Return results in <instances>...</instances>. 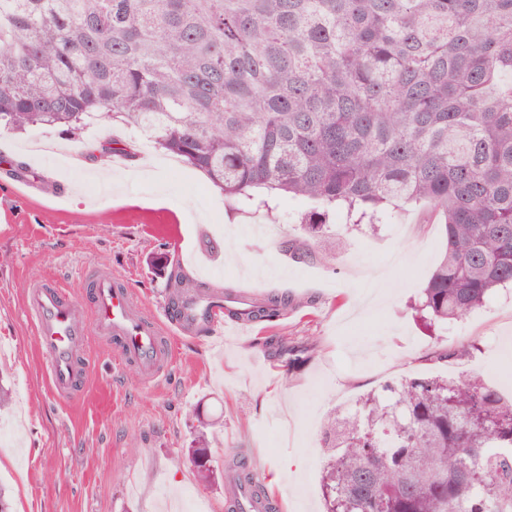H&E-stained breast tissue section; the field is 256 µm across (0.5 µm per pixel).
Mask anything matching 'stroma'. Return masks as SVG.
I'll use <instances>...</instances> for the list:
<instances>
[{
	"label": "stroma",
	"instance_id": "35a3bbf8",
	"mask_svg": "<svg viewBox=\"0 0 512 512\" xmlns=\"http://www.w3.org/2000/svg\"><path fill=\"white\" fill-rule=\"evenodd\" d=\"M44 135L83 165L29 153L26 135H0V382L12 396L0 413V485L11 512H157L164 503L225 512L229 448L247 455L279 512H324L321 432L332 410L428 371L512 397V287L433 332L408 310L444 251L428 206L392 213L374 233L332 215L325 237L310 243L316 260H298L282 242L301 235L312 208L305 199L272 194L265 209L229 202L201 172L120 123L92 125L77 142L57 129ZM103 140L136 142L137 155L97 172L91 152ZM9 159L27 164L33 189L11 179ZM342 234L348 250L329 255ZM180 254L196 281L300 303L220 353L205 336H172L176 358L153 382L92 339L89 381L72 399L55 397L24 308L30 281L55 279L80 302L85 277L107 271L156 315L170 271L154 260ZM283 338L313 340L315 349L282 367L274 345ZM440 346L467 352L430 361ZM200 432L211 484L187 454Z\"/></svg>",
	"mask_w": 512,
	"mask_h": 512
}]
</instances>
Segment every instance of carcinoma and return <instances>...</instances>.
I'll list each match as a JSON object with an SVG mask.
<instances>
[{
  "mask_svg": "<svg viewBox=\"0 0 512 512\" xmlns=\"http://www.w3.org/2000/svg\"><path fill=\"white\" fill-rule=\"evenodd\" d=\"M113 122L227 200H311L283 243L299 259L331 209L428 204L445 250L412 305L426 329L512 285V0H0V131ZM169 290L210 297L174 271ZM322 448L326 512H512V399L478 381L386 383L326 418Z\"/></svg>",
  "mask_w": 512,
  "mask_h": 512,
  "instance_id": "cac0c4a2",
  "label": "carcinoma"
}]
</instances>
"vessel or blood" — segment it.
<instances>
[{"label":"vessel or blood","instance_id":"vessel-or-blood-1","mask_svg":"<svg viewBox=\"0 0 512 512\" xmlns=\"http://www.w3.org/2000/svg\"><path fill=\"white\" fill-rule=\"evenodd\" d=\"M27 306L37 341L48 355L47 374L54 393L73 397L85 385L91 336H105L122 361L139 366L145 380L158 378L169 364L168 329L189 336L203 334L219 342L225 329L247 330L251 320L228 316L222 304L200 306L189 301L164 306L162 317L148 315L137 295L111 273H98L86 305L71 299L67 288L51 280L33 281ZM228 512H267L269 501L257 491L256 478L232 480Z\"/></svg>","mask_w":512,"mask_h":512}]
</instances>
